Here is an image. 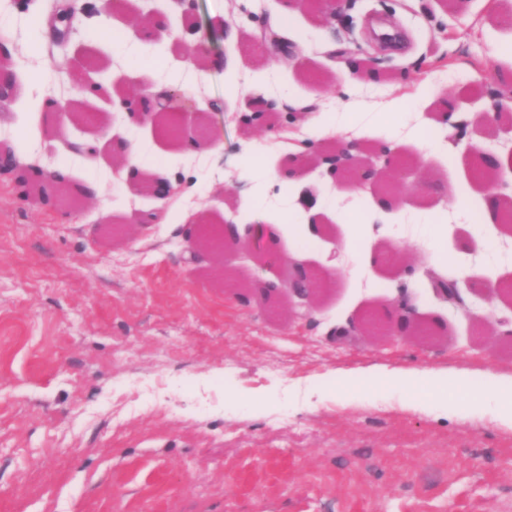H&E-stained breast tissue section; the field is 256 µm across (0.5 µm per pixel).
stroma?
Wrapping results in <instances>:
<instances>
[{"mask_svg": "<svg viewBox=\"0 0 512 512\" xmlns=\"http://www.w3.org/2000/svg\"><path fill=\"white\" fill-rule=\"evenodd\" d=\"M23 2L9 4L17 22L8 36L24 71L61 65L98 83L81 104L108 125L50 126L25 111L23 95L0 101V139L36 143L42 166L66 165L72 184L103 187L66 212L34 203L14 174H0V512H512V427L499 422L494 401L464 418L434 393L370 380L384 366L476 385L489 373L512 374L504 338L476 340L471 320L512 318V299L485 289L491 278L512 281V242L482 224L478 207L456 205L472 182L459 143L512 148V111L496 132L474 129L486 87L512 92V56L496 54L512 43V0H344L330 20L307 0H195L188 14L179 0H94L131 45L152 10L178 26L204 31L225 18L236 27L237 39L212 46L225 70L185 100L183 128L208 124L215 141L193 156L153 124L127 120L123 94L149 86L137 60L111 37L72 25L31 54ZM286 8L295 27L282 45L270 36ZM92 59L97 68H88ZM230 79L239 93L229 108ZM352 85L368 111L423 93L425 103L395 126L433 117L448 101L469 127L462 137L449 129L443 154L404 146L417 170L375 219L313 162L294 192L241 175L243 155L275 160L279 146L263 126L243 127L240 113L289 95L298 113L282 110L271 123L300 138L308 118L339 109ZM117 139L148 145L211 223L238 214L247 198L275 214L298 208L303 194L331 200L352 221L317 215L309 248L297 225H261L255 262L231 251L199 256L189 225L152 223L167 201L113 184ZM86 144L96 154L84 153ZM425 178L444 187L448 255L467 271L457 304L432 290L431 228L413 215ZM107 216L122 235L100 234ZM357 232L363 250H346ZM292 261L333 279L310 316L275 318L260 296L224 286L228 272L283 285ZM407 262L416 268L409 282L397 273ZM403 291L439 341L371 344L360 315ZM330 377L364 384L347 396L314 391Z\"/></svg>", "mask_w": 512, "mask_h": 512, "instance_id": "stroma-1", "label": "stroma"}]
</instances>
